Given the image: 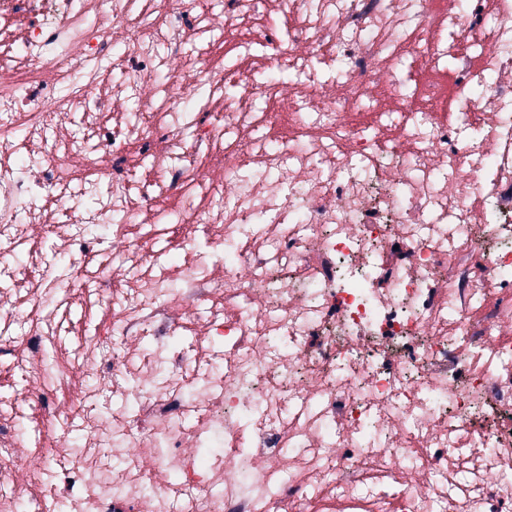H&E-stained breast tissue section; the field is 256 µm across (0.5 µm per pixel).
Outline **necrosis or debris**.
<instances>
[{
  "label": "necrosis or debris",
  "mask_w": 512,
  "mask_h": 512,
  "mask_svg": "<svg viewBox=\"0 0 512 512\" xmlns=\"http://www.w3.org/2000/svg\"><path fill=\"white\" fill-rule=\"evenodd\" d=\"M62 475L67 512H512V0H0V512Z\"/></svg>",
  "instance_id": "obj_1"
}]
</instances>
